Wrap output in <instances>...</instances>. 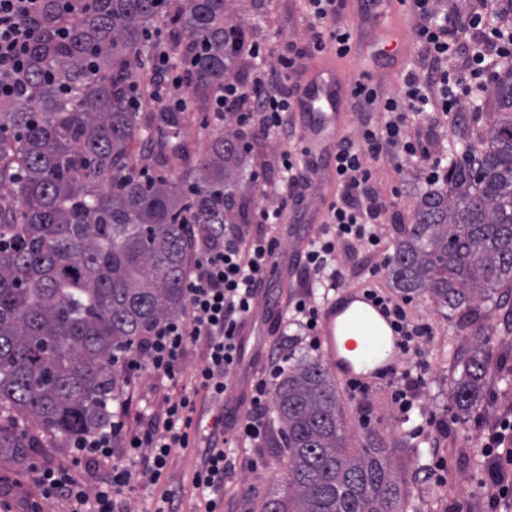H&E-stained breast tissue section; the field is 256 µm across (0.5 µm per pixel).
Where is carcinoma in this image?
I'll use <instances>...</instances> for the list:
<instances>
[{"mask_svg":"<svg viewBox=\"0 0 512 512\" xmlns=\"http://www.w3.org/2000/svg\"><path fill=\"white\" fill-rule=\"evenodd\" d=\"M164 0H47L17 98L0 101V186L18 210L0 208V453L33 447L15 419H34L66 441L103 429L120 373L114 355L184 307V224H222L233 204L225 163L229 131L190 166L189 148L161 142L175 177H142L130 145L174 126L173 112H140L124 84L129 59L148 50ZM227 0H184L173 39L193 58L196 93L224 88ZM68 28L56 39L55 22ZM483 132L454 145L448 188L424 191L399 225L390 275L407 295L429 294L461 314L512 288V63L480 101ZM271 412L282 437L287 494L252 512H407L396 449L370 439L346 448L336 385L317 357L288 358ZM450 399L466 415L481 402L488 358L460 361Z\"/></svg>","mask_w":512,"mask_h":512,"instance_id":"cac0c4a2","label":"carcinoma"}]
</instances>
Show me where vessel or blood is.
<instances>
[{
	"label": "vessel or blood",
	"instance_id": "b4317fda",
	"mask_svg": "<svg viewBox=\"0 0 512 512\" xmlns=\"http://www.w3.org/2000/svg\"><path fill=\"white\" fill-rule=\"evenodd\" d=\"M397 6L398 0H375L365 20V47L386 41L392 49H400L398 40L389 39L386 25ZM352 86V81L344 79L329 63L309 70L295 104L298 113L315 128L313 138L304 142L308 150L345 135L343 105ZM320 331L321 358L328 371L343 383L371 386L391 380L404 362V339L393 315L371 292L369 284L337 290L322 311Z\"/></svg>",
	"mask_w": 512,
	"mask_h": 512
}]
</instances>
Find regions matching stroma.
Returning <instances> with one entry per match:
<instances>
[{"instance_id": "obj_1", "label": "stroma", "mask_w": 512, "mask_h": 512, "mask_svg": "<svg viewBox=\"0 0 512 512\" xmlns=\"http://www.w3.org/2000/svg\"><path fill=\"white\" fill-rule=\"evenodd\" d=\"M305 5V0H230L229 3L234 15L256 23L258 35L277 41L283 51L289 45L303 42L307 25ZM394 27L396 35L407 44L396 58L367 59L354 54L337 61V69L347 72L353 66H360L379 83L385 95L400 94L399 75L406 63L416 58L417 43L409 17L397 14ZM207 107V102L198 96H190L187 109L179 114V123L165 129L164 139L172 144L188 143L193 158L206 155L212 138L222 130L221 125L213 122ZM279 151V143L260 139L251 154L235 165V172L242 178L236 198L245 209H252L260 200L253 185L246 181V173L255 167L275 176ZM409 308L414 317L429 322L434 329V338L428 343L425 355L429 381L418 402L423 409L455 416L456 421L448 433L429 438L413 436L403 430L388 382L375 384L370 396L361 403L351 400L346 386L340 383L336 392L345 422L347 447L361 448L368 439L375 438L385 447L396 449L404 467L410 500L419 512H458L462 506L469 512H512V500L493 506L498 489L489 480L485 461L477 452L492 428L500 421H512V389H506L503 384L504 377H512V291L502 290L498 301L483 303L477 314L465 318L445 317L426 294L414 296ZM482 339L487 342L490 363L486 395L470 415L461 417L449 397L455 375L453 359L470 355ZM17 427L33 438L35 445L26 450L23 458L0 457V475L5 478L0 484V496L11 502L14 512H29L30 499L36 496L37 490L30 480L27 463L68 462L70 447L67 441L44 432L32 421H18ZM239 455L241 465L224 477V512H250L280 482L277 472L281 464L270 440H263L256 448L242 447ZM440 457L447 462V474L445 482L436 485L427 482L425 475ZM249 458L257 460V468L246 466Z\"/></svg>"}]
</instances>
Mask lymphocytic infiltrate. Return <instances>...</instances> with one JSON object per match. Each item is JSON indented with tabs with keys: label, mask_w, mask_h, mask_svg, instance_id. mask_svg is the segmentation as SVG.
Returning a JSON list of instances; mask_svg holds the SVG:
<instances>
[{
	"label": "lymphocytic infiltrate",
	"mask_w": 512,
	"mask_h": 512,
	"mask_svg": "<svg viewBox=\"0 0 512 512\" xmlns=\"http://www.w3.org/2000/svg\"><path fill=\"white\" fill-rule=\"evenodd\" d=\"M403 2L414 20L417 63L404 74L401 94L384 95L370 79L352 90L358 130L336 143L330 156L336 193L323 209L322 229L299 256L303 273L328 292L342 285L352 253L370 260L373 276L390 259L384 227L397 220L394 201L403 188L394 186L390 198H383L378 164L393 163L399 176L413 175L427 189L447 184L448 164L433 147L436 127L445 119L464 127L499 67L512 61V10L501 7V0ZM347 4L348 0H307L309 36L301 47L285 52L253 34L229 37L233 62H246L248 73L242 79H225L210 110L216 119L232 122L244 153L253 149L248 138L252 131L284 142L274 201L257 206L247 224L186 225L192 263L181 313L159 321L137 344L115 355L125 388L112 400L106 428L74 440L66 464H29L41 500H61L67 512H122L124 496L140 484L157 493L152 512H176L186 497L193 512H224V476L234 467L233 451L225 446L223 415L208 416L207 408L223 401L241 362L240 328L254 313L271 259L280 251L274 230L289 207L306 204L318 178L319 163L309 158L297 137L293 100L300 88L298 61L325 53L340 59L351 54L356 29L345 18ZM43 15V0H0L1 100L16 96L15 78L29 65ZM189 70L188 58H174L167 44L153 42L143 68L151 103L164 112L185 110L188 99L181 90L188 85ZM381 299L413 358L411 367L390 382L395 404L406 416L415 406V390L428 380L423 347L433 336L432 328L389 293H382ZM321 311V303L308 293L292 299L278 320L296 326L316 350ZM197 345L203 349L202 362L191 386L177 396L163 397L151 413L132 416L129 384L145 376L178 384L189 349ZM282 371L276 357L254 379L243 439H264V413ZM207 416L212 419L208 426L203 423ZM511 428V422H504L502 432L482 450L504 498L512 497V449L503 445L504 432ZM117 442L122 445L118 451L113 448ZM175 448L197 456L186 482L176 487L165 477ZM84 462L106 465L95 489H88L77 473Z\"/></svg>",
	"instance_id": "lymphocytic-infiltrate-1"
}]
</instances>
